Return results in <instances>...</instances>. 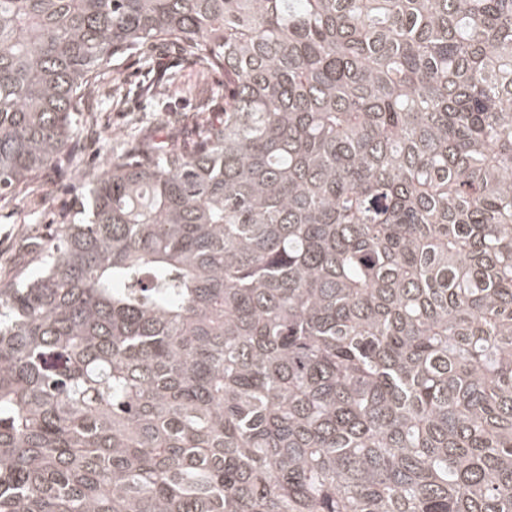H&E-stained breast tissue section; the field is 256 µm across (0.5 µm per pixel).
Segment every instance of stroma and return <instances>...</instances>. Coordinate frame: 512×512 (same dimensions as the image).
I'll return each instance as SVG.
<instances>
[{"label": "stroma", "mask_w": 512, "mask_h": 512, "mask_svg": "<svg viewBox=\"0 0 512 512\" xmlns=\"http://www.w3.org/2000/svg\"><path fill=\"white\" fill-rule=\"evenodd\" d=\"M150 74L177 75L187 94L174 98L168 110L146 111L127 90ZM223 114V73L179 43L163 41L114 59L84 92L69 151L0 195V275L37 272V250L50 243L60 225L78 223L92 180L112 161L140 154L152 136L173 138L182 151H193L202 128Z\"/></svg>", "instance_id": "obj_1"}]
</instances>
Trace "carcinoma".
<instances>
[{
	"mask_svg": "<svg viewBox=\"0 0 512 512\" xmlns=\"http://www.w3.org/2000/svg\"><path fill=\"white\" fill-rule=\"evenodd\" d=\"M155 41L224 117L0 279V512H512V0H0V192Z\"/></svg>",
	"mask_w": 512,
	"mask_h": 512,
	"instance_id": "1",
	"label": "carcinoma"
}]
</instances>
